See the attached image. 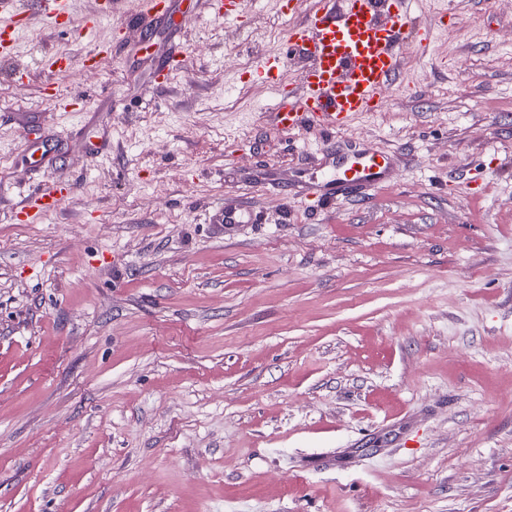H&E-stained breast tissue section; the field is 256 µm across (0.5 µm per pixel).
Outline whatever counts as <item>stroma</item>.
I'll list each match as a JSON object with an SVG mask.
<instances>
[{
  "label": "stroma",
  "instance_id": "obj_1",
  "mask_svg": "<svg viewBox=\"0 0 512 512\" xmlns=\"http://www.w3.org/2000/svg\"><path fill=\"white\" fill-rule=\"evenodd\" d=\"M149 3L69 0L0 57V512H512V0H413L448 21L402 47L415 96L336 135L392 178L328 207L253 78L300 14ZM70 195L71 192L68 186H60L57 184L45 185L37 191L30 192L25 196V204L22 212L28 214L30 219L36 220L56 210ZM251 211L243 204L224 203L214 208L210 222L218 224H244L250 219Z\"/></svg>",
  "mask_w": 512,
  "mask_h": 512
}]
</instances>
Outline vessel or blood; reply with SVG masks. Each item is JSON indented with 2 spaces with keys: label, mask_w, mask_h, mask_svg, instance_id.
<instances>
[{
  "label": "vessel or blood",
  "mask_w": 512,
  "mask_h": 512,
  "mask_svg": "<svg viewBox=\"0 0 512 512\" xmlns=\"http://www.w3.org/2000/svg\"><path fill=\"white\" fill-rule=\"evenodd\" d=\"M295 7L304 19L290 28L287 50L268 52L257 71L259 80L279 85L286 52H295L302 61L297 85L280 92L273 113L275 125L285 131L340 130L357 113L380 111L402 70L400 45L413 38L427 43L432 37L431 30L416 28L411 0H320L310 10L297 0ZM66 13L67 0H0V54L8 55L24 30L38 23L58 24ZM392 168L390 157L378 152L340 159L338 177L318 189L321 200L328 203L339 192L387 184ZM70 195L69 187L43 186L27 194L23 211L38 219ZM250 216L236 202L215 207L211 219L242 224Z\"/></svg>",
  "instance_id": "obj_1"
}]
</instances>
